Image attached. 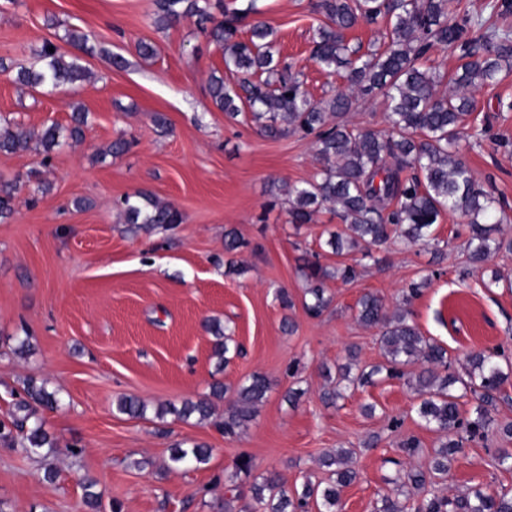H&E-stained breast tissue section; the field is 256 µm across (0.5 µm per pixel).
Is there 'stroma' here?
Wrapping results in <instances>:
<instances>
[{"label": "stroma", "mask_w": 512, "mask_h": 512, "mask_svg": "<svg viewBox=\"0 0 512 512\" xmlns=\"http://www.w3.org/2000/svg\"><path fill=\"white\" fill-rule=\"evenodd\" d=\"M316 2L235 6L256 4L280 56L295 64L318 101L346 81L310 57L323 21ZM153 12V0H0V61L10 67L0 72V117L38 131L69 126L74 105L89 113L82 140L57 148L48 168L36 152H0V178L18 182L14 212L0 221V423H11L28 379L60 400L43 414L58 443L54 454L29 456L0 439V512H84L85 476L98 480L104 512L116 503L121 512H224V473L238 457L254 464L240 483L246 502L253 478L269 472L291 491L323 479L319 458L337 448L354 450L359 473L343 493V512H371L392 488L400 440L420 439L411 462L424 466L438 435L420 421L413 392L399 380L358 388L333 406L321 402L323 367L346 363L348 349L363 365L383 360L374 330L356 320L358 300L374 293L393 311L410 283L424 281L410 318L447 349L454 368L474 350L498 348L512 358V253L473 270L467 220L447 213L436 226L438 246L390 242L366 258L351 252L345 261L357 265L358 277L328 281L329 308L309 317L300 265L316 252L322 265L335 266L324 243L340 225L327 212L311 224L290 223L288 204L274 189L313 177L314 136L273 140L247 115L227 118L208 91L211 74L237 80L223 52L195 19L160 28ZM71 30L88 34L95 53L80 54L66 38ZM47 40L80 56L90 79L52 92L16 83L15 71L34 66ZM143 42L155 47L154 57L139 54ZM116 55L122 67L112 64ZM473 97L485 133L481 141H462L461 154L499 200L502 229L512 237V110L498 106L512 101V75ZM158 114L166 127L156 126ZM119 138L128 150L105 156ZM137 191L173 205L182 223H126L117 203ZM229 230L244 242L231 253L224 250ZM281 288L291 307L279 302ZM213 319L243 355L219 362L207 328ZM24 338L32 349L20 357L14 349ZM255 372L271 389L237 435L175 415L184 402L209 395L212 384L233 390ZM291 387L303 391L294 407L284 399ZM128 396L146 404L145 416L117 412ZM395 416L403 420L396 430ZM180 442L211 448L208 464L170 468L169 450ZM499 448L512 450V440L468 444L451 463L449 493L511 491L512 461L495 462ZM49 470L54 479L46 478Z\"/></svg>", "instance_id": "obj_1"}]
</instances>
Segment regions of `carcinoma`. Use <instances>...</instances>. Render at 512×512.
<instances>
[{
  "label": "carcinoma",
  "instance_id": "1",
  "mask_svg": "<svg viewBox=\"0 0 512 512\" xmlns=\"http://www.w3.org/2000/svg\"><path fill=\"white\" fill-rule=\"evenodd\" d=\"M154 24L170 26L182 18L195 17L200 30L224 53L225 68L242 76L238 86L211 76L209 94L213 104L235 118L250 109L252 122L269 138L302 132L315 136L316 155L321 168L314 178L288 188L289 216L294 224H309L316 214L331 207L346 226L329 234L325 245L337 256L392 239L417 244L429 241L432 228L443 213L459 212L468 218L469 262L485 265L500 251H512V238L500 235L495 198L480 188L471 171L459 157L462 130L468 125L474 104L468 90L493 85L501 73L512 71V26L497 20L512 16V0L492 5L491 16H473L461 8V0H318L316 9L325 21L317 28L312 57L330 72H344L348 86L319 102L303 89L299 74L275 56L267 24L250 19L251 8L241 11L218 0L222 19L210 12L209 0H154ZM384 20L388 42L382 49L366 55L350 47L345 33L360 22ZM247 27L250 38L240 39ZM446 47L458 59L456 72L449 77L452 90L438 94L442 76L422 67V60L435 47ZM37 69L22 68L15 81L44 89L74 83L88 77V69L79 58L70 60L51 42L38 52ZM260 76L253 81L251 77ZM384 97L388 106L384 131L351 126L344 120L357 97ZM88 112L73 109L69 137L82 138ZM61 129L52 123L35 133L17 123L0 126V151L14 153L30 149L38 141L49 164L51 153L61 146ZM14 185L0 181V219L12 213ZM126 222L153 226L180 224L182 214L169 203L137 191L121 200ZM302 276L305 288L304 309L318 317L329 307L325 283L330 279L348 282L358 270L353 264L339 263L329 270L319 262V254L304 258ZM357 320L378 330V342L385 362L369 368L336 367V380L321 393L331 406L349 391L375 382V379H403L406 368L420 364L412 387L419 403L416 413L425 427L439 435V445L427 470L408 468L396 461L391 483L397 495L384 494L376 499L372 512H512L511 491H487L480 488L453 497L426 490L438 479L448 476L451 462L464 452L465 444L490 432L512 438V423L500 425L494 417L502 386L509 378L512 361L505 354L476 351L467 355L464 374L452 368L448 352L422 336L411 321L409 311L388 312L383 299L367 293L357 303ZM215 356L226 362L240 353L230 346L231 337L221 327L210 325ZM271 388L270 381L254 373L236 390L224 420L214 418L210 399L187 402L177 411L187 420L214 424L226 433L246 426L258 413ZM475 401L472 415L461 411L462 400ZM59 404L57 394L45 384L27 383L24 398L17 403L13 426L20 433L19 449L37 454L53 450L56 440L44 428L39 412ZM116 409L122 414L142 417L147 407L139 399L124 397ZM211 449L195 444L176 445L170 461L177 468H197L209 461ZM328 478L324 482L305 481L301 489L288 493L277 477L270 475L250 486V512H343L342 491L358 477L352 452L340 448L319 460ZM252 459L238 458L233 469L224 473V486L239 497L238 480L250 475ZM98 481L82 479L84 503L90 512H100L102 493Z\"/></svg>",
  "mask_w": 512,
  "mask_h": 512
}]
</instances>
